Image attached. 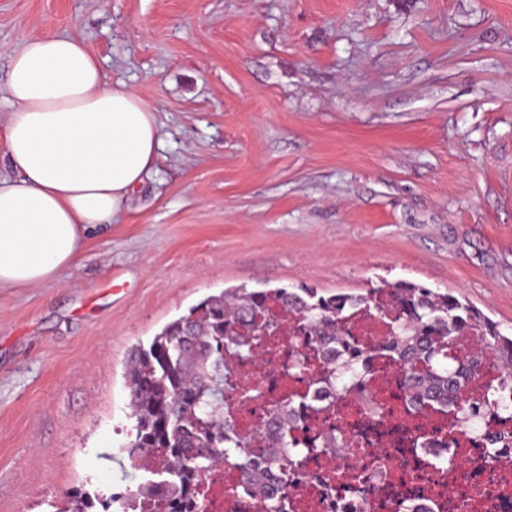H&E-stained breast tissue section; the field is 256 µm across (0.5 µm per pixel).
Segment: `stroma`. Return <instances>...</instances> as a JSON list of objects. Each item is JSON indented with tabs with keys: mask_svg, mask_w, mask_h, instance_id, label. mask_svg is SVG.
<instances>
[{
	"mask_svg": "<svg viewBox=\"0 0 512 512\" xmlns=\"http://www.w3.org/2000/svg\"><path fill=\"white\" fill-rule=\"evenodd\" d=\"M77 33L163 146L61 280L0 288V512L142 483L132 349L208 296L409 281L512 336V0H0Z\"/></svg>",
	"mask_w": 512,
	"mask_h": 512,
	"instance_id": "stroma-1",
	"label": "stroma"
}]
</instances>
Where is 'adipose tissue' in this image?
Segmentation results:
<instances>
[{
    "mask_svg": "<svg viewBox=\"0 0 512 512\" xmlns=\"http://www.w3.org/2000/svg\"><path fill=\"white\" fill-rule=\"evenodd\" d=\"M0 135L17 170L0 180V288L78 269L89 235L110 228L161 148L156 108L74 33L27 40L11 57Z\"/></svg>",
    "mask_w": 512,
    "mask_h": 512,
    "instance_id": "obj_1",
    "label": "adipose tissue"
}]
</instances>
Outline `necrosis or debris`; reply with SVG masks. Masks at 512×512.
I'll return each mask as SVG.
<instances>
[{
    "label": "necrosis or debris",
    "instance_id": "1",
    "mask_svg": "<svg viewBox=\"0 0 512 512\" xmlns=\"http://www.w3.org/2000/svg\"><path fill=\"white\" fill-rule=\"evenodd\" d=\"M372 310H352L344 326L348 339L377 346L387 337L396 309L378 295ZM278 335L247 361L224 357L228 390L224 411L235 435L253 444L267 441V424L293 393L308 395L294 420L318 438L327 452L288 475L287 512H512V447L484 452L485 438L502 427L498 416L458 425L448 411L414 409L396 366L374 356L361 389L335 397L312 370L283 374L293 348L307 338L278 302ZM206 496L196 512H258L253 493L238 470L212 467L204 478Z\"/></svg>",
    "mask_w": 512,
    "mask_h": 512
}]
</instances>
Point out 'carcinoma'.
Wrapping results in <instances>:
<instances>
[{
  "label": "carcinoma",
  "mask_w": 512,
  "mask_h": 512,
  "mask_svg": "<svg viewBox=\"0 0 512 512\" xmlns=\"http://www.w3.org/2000/svg\"><path fill=\"white\" fill-rule=\"evenodd\" d=\"M382 289L390 290L398 314L378 350L399 366L408 391L434 406L458 402L461 423L474 422L491 408L511 422L512 404L504 399L502 389L512 385V338L453 295L386 281L364 296L318 297L309 288L225 290L191 307L130 357L127 387L134 425L128 456L148 455L160 463L150 467L155 478L138 487L126 507L133 510L139 503L146 507L156 500V512H191V498L199 486L196 466L222 462L234 466L254 486L258 500L274 499L281 504L279 512H284L288 471L302 469L326 449L313 441L298 443L290 434L292 414L285 410L276 416L275 450L244 452V444L224 419V351L251 350L245 333L258 325L273 332L277 322L269 317L267 302L274 297L287 314L304 324L313 353L338 354V360L318 364V379L334 392H346L362 380L372 352L341 338L346 313L352 307L370 308ZM473 329L480 333L481 348L461 356L458 337ZM489 354L494 365L505 371V382L485 386L478 398L463 397L465 385L480 374ZM114 501L79 492L66 512H91L98 505L109 512Z\"/></svg>",
  "instance_id": "carcinoma-1"
}]
</instances>
